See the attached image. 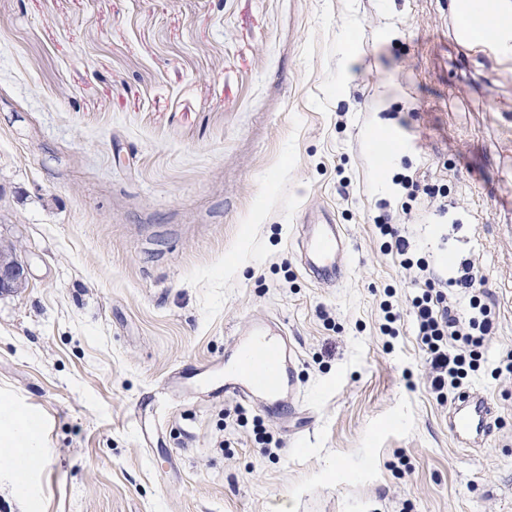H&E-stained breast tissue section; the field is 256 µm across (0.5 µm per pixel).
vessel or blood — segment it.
Listing matches in <instances>:
<instances>
[{
	"instance_id": "vessel-or-blood-1",
	"label": "vessel or blood",
	"mask_w": 512,
	"mask_h": 512,
	"mask_svg": "<svg viewBox=\"0 0 512 512\" xmlns=\"http://www.w3.org/2000/svg\"><path fill=\"white\" fill-rule=\"evenodd\" d=\"M461 26L467 40L482 53L494 54L512 45V14H488L485 0H467ZM344 240L331 218L314 223L304 263L316 280L331 282L341 274ZM224 371L206 376L207 395H235L249 400L262 397L266 410L281 415L288 399L298 393L296 359L280 328L270 322H255L224 356ZM448 428L457 443L464 444L490 435V408L476 393L461 394L448 415Z\"/></svg>"
}]
</instances>
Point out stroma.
Here are the masks:
<instances>
[{
  "instance_id": "obj_1",
  "label": "stroma",
  "mask_w": 512,
  "mask_h": 512,
  "mask_svg": "<svg viewBox=\"0 0 512 512\" xmlns=\"http://www.w3.org/2000/svg\"><path fill=\"white\" fill-rule=\"evenodd\" d=\"M456 28V0H0V239L30 268L0 294V441L39 419L0 512H512V53ZM380 128L406 148L378 163ZM385 200L437 274L482 279L480 448L430 386ZM323 213L333 284L299 261ZM265 319L299 358L282 416L166 389Z\"/></svg>"
}]
</instances>
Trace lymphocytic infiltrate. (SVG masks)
<instances>
[{
    "mask_svg": "<svg viewBox=\"0 0 512 512\" xmlns=\"http://www.w3.org/2000/svg\"><path fill=\"white\" fill-rule=\"evenodd\" d=\"M376 227L382 236L394 242L405 267H417L424 274V289L411 301L417 325V336L428 353L431 368V386L436 392L460 389L470 371L475 370L479 349L490 335L493 322L486 307L475 296L477 277L470 272L449 278V286L471 290L469 308L465 313H453L445 306V296L437 290L438 283L433 271L423 260L410 257L409 242L399 234L391 213H383L376 219Z\"/></svg>",
    "mask_w": 512,
    "mask_h": 512,
    "instance_id": "f902f5d3",
    "label": "lymphocytic infiltrate"
}]
</instances>
